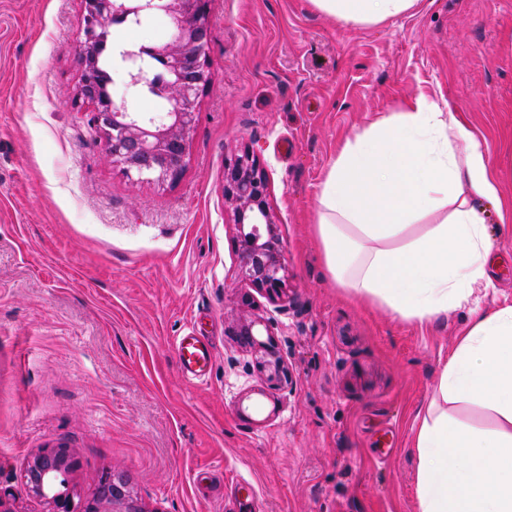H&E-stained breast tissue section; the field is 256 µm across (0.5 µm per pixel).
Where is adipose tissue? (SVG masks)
Listing matches in <instances>:
<instances>
[{
    "label": "adipose tissue",
    "mask_w": 512,
    "mask_h": 512,
    "mask_svg": "<svg viewBox=\"0 0 512 512\" xmlns=\"http://www.w3.org/2000/svg\"><path fill=\"white\" fill-rule=\"evenodd\" d=\"M337 22L375 25L418 0H310ZM501 200L479 139L417 99L348 139L320 186L317 231L340 287L419 324L457 308L468 323L417 414L418 512H512V305L481 307L492 282L489 206ZM496 416L480 429L448 407Z\"/></svg>",
    "instance_id": "adipose-tissue-1"
}]
</instances>
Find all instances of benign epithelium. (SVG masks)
I'll return each mask as SVG.
<instances>
[{
    "instance_id": "7a95c632",
    "label": "benign epithelium",
    "mask_w": 512,
    "mask_h": 512,
    "mask_svg": "<svg viewBox=\"0 0 512 512\" xmlns=\"http://www.w3.org/2000/svg\"><path fill=\"white\" fill-rule=\"evenodd\" d=\"M161 9L173 22L168 41L148 47L150 72H129L130 84L156 82L169 103L161 116L113 111L110 93H101L99 50L111 27L130 17ZM210 42L208 0H84L80 48V79L75 102L95 106V124L106 139L112 163L164 183L174 181L185 166L195 128L199 98L209 82L206 50ZM224 201L233 208L238 228V277L244 286L260 288L275 301L285 293V260L278 220L268 203L269 179L257 157L243 147L224 163ZM259 318H242L232 335L245 348L261 353L260 366L269 377L292 381L274 339H258ZM66 450L42 451L30 457L23 477L32 493L52 507L71 512L69 499L55 493L58 473L71 469ZM82 512H146L119 474L105 473Z\"/></svg>"
}]
</instances>
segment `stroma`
Here are the masks:
<instances>
[{"mask_svg": "<svg viewBox=\"0 0 512 512\" xmlns=\"http://www.w3.org/2000/svg\"><path fill=\"white\" fill-rule=\"evenodd\" d=\"M210 81L186 165L163 185L113 165L76 103L82 0H0V500L48 512L22 471L75 461L146 512H417L416 415L468 320L429 325L338 288L317 192L345 140L423 97L458 112L512 202V0H420L342 25L310 0H209ZM249 147L270 180L286 297L241 287L224 163ZM493 286L512 304V223L488 218ZM269 325L294 386L268 381L230 330ZM209 339L206 384L172 345Z\"/></svg>", "mask_w": 512, "mask_h": 512, "instance_id": "obj_1", "label": "stroma"}]
</instances>
